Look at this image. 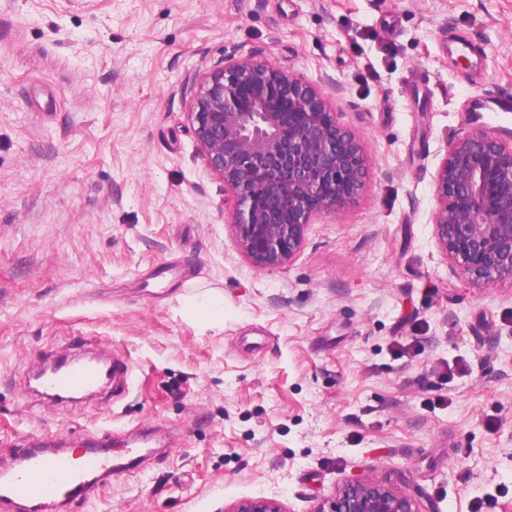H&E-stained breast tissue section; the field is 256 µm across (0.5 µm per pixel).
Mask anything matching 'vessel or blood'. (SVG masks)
Wrapping results in <instances>:
<instances>
[{"mask_svg": "<svg viewBox=\"0 0 512 512\" xmlns=\"http://www.w3.org/2000/svg\"><path fill=\"white\" fill-rule=\"evenodd\" d=\"M128 365L122 357L109 356L105 366L73 365L64 356L55 357L44 372L40 393L51 400L71 392H96L102 386L122 391ZM116 465L111 451L97 448L82 453L63 447H49L40 436L18 437L8 458L0 460V512H43L45 505L66 509L76 492L87 489L92 480L111 477Z\"/></svg>", "mask_w": 512, "mask_h": 512, "instance_id": "b4317fda", "label": "vessel or blood"}]
</instances>
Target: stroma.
I'll return each instance as SVG.
<instances>
[{
    "label": "stroma",
    "instance_id": "1",
    "mask_svg": "<svg viewBox=\"0 0 512 512\" xmlns=\"http://www.w3.org/2000/svg\"><path fill=\"white\" fill-rule=\"evenodd\" d=\"M234 54L323 85L372 158L273 271L238 252L187 116ZM503 94L512 0H0V456L27 431L144 449L70 512H315L354 475L512 512V285L472 288L430 222L447 141L512 135L473 112ZM116 351L121 395L28 387L43 354ZM225 512H287L284 504L271 497H253L240 499L224 507Z\"/></svg>",
    "mask_w": 512,
    "mask_h": 512
}]
</instances>
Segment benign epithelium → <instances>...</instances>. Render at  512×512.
I'll return each mask as SVG.
<instances>
[{"label":"benign epithelium","mask_w":512,"mask_h":512,"mask_svg":"<svg viewBox=\"0 0 512 512\" xmlns=\"http://www.w3.org/2000/svg\"><path fill=\"white\" fill-rule=\"evenodd\" d=\"M189 120L207 168L224 181L225 223L257 272L290 264L315 218L357 200L371 157L336 117V102L305 76L254 56L200 76ZM430 223L443 256L477 289L512 284V136L481 126L447 143L435 171ZM224 512H287L271 497ZM318 512H419L370 476L345 479Z\"/></svg>","instance_id":"obj_1"}]
</instances>
